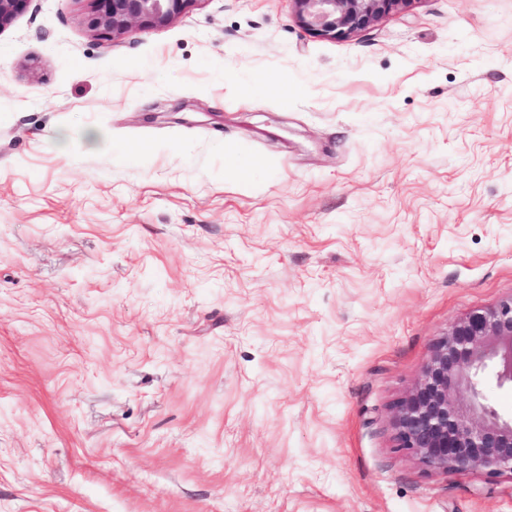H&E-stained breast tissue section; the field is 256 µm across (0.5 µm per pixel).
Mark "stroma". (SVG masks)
I'll use <instances>...</instances> for the list:
<instances>
[{
  "mask_svg": "<svg viewBox=\"0 0 512 512\" xmlns=\"http://www.w3.org/2000/svg\"><path fill=\"white\" fill-rule=\"evenodd\" d=\"M91 10L0 30V512H512L391 425L512 295V0ZM89 29L121 37L136 29L168 24L194 0H91ZM303 26L330 38L361 31L400 4L411 0H293Z\"/></svg>",
  "mask_w": 512,
  "mask_h": 512,
  "instance_id": "obj_1",
  "label": "stroma"
}]
</instances>
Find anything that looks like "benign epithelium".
Returning a JSON list of instances; mask_svg holds the SVG:
<instances>
[{"instance_id": "obj_1", "label": "benign epithelium", "mask_w": 512, "mask_h": 512, "mask_svg": "<svg viewBox=\"0 0 512 512\" xmlns=\"http://www.w3.org/2000/svg\"><path fill=\"white\" fill-rule=\"evenodd\" d=\"M29 0H0V28ZM194 0H92L90 31L121 37L165 25ZM303 26L330 38L361 31L408 0H294ZM512 386V296L453 321L393 407L394 449L442 472L512 475V415L486 398L482 378Z\"/></svg>"}]
</instances>
